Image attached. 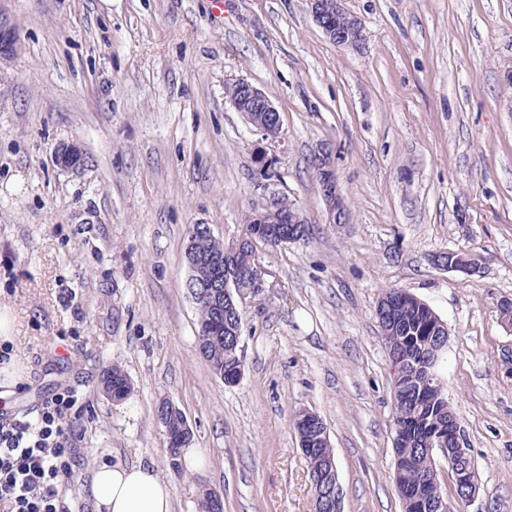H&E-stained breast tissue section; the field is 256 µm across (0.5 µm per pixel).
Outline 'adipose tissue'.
Instances as JSON below:
<instances>
[{
	"instance_id": "obj_1",
	"label": "adipose tissue",
	"mask_w": 512,
	"mask_h": 512,
	"mask_svg": "<svg viewBox=\"0 0 512 512\" xmlns=\"http://www.w3.org/2000/svg\"><path fill=\"white\" fill-rule=\"evenodd\" d=\"M87 493L98 512H174L170 482L141 462L96 465Z\"/></svg>"
}]
</instances>
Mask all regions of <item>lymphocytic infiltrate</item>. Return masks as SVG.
<instances>
[{
    "instance_id": "f902f5d3",
    "label": "lymphocytic infiltrate",
    "mask_w": 512,
    "mask_h": 512,
    "mask_svg": "<svg viewBox=\"0 0 512 512\" xmlns=\"http://www.w3.org/2000/svg\"><path fill=\"white\" fill-rule=\"evenodd\" d=\"M81 409L80 396L65 389L44 400L36 420L0 422V512H65Z\"/></svg>"
}]
</instances>
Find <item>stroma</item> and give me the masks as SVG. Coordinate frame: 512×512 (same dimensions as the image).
<instances>
[{
  "mask_svg": "<svg viewBox=\"0 0 512 512\" xmlns=\"http://www.w3.org/2000/svg\"><path fill=\"white\" fill-rule=\"evenodd\" d=\"M360 48L330 42L308 0H0L19 49L0 60V307L13 346L0 412L35 419L81 394L84 436L66 503L91 512L95 464L154 463L174 512L203 489L224 512H313L291 418L319 415L342 512H402L392 480L385 289L446 323L441 372L479 492L464 512H512V0H347ZM245 79L281 115L253 132L224 94ZM76 144L79 168L56 166ZM333 151L349 221L332 224L313 166ZM287 197L303 240L259 247L262 295L243 307V375L198 352L184 261L189 225L224 242ZM481 259L468 276L438 254ZM121 366L115 403L100 376ZM181 409L206 460L176 475L156 417Z\"/></svg>",
  "mask_w": 512,
  "mask_h": 512,
  "instance_id": "stroma-1",
  "label": "stroma"
}]
</instances>
